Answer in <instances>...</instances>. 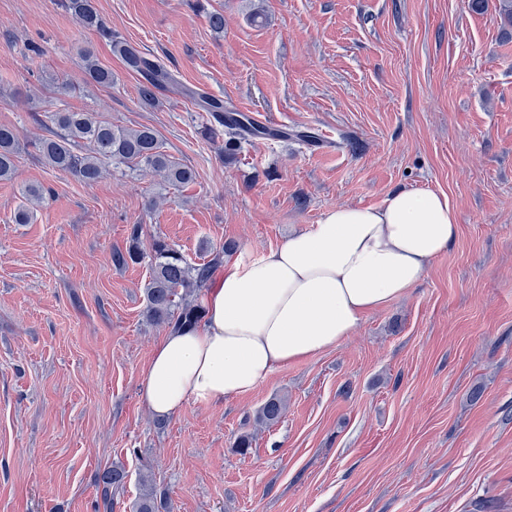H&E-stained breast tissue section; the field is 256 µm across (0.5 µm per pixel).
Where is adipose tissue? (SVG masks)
Here are the masks:
<instances>
[{
  "instance_id": "adipose-tissue-1",
  "label": "adipose tissue",
  "mask_w": 512,
  "mask_h": 512,
  "mask_svg": "<svg viewBox=\"0 0 512 512\" xmlns=\"http://www.w3.org/2000/svg\"><path fill=\"white\" fill-rule=\"evenodd\" d=\"M459 234L447 194L400 190L339 206L250 262L222 267L197 326L171 332L142 376L160 419L191 400L254 393L281 366L336 347L362 319L404 297Z\"/></svg>"
}]
</instances>
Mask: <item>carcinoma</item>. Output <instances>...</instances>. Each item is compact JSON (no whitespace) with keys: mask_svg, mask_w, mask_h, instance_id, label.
Listing matches in <instances>:
<instances>
[{"mask_svg":"<svg viewBox=\"0 0 512 512\" xmlns=\"http://www.w3.org/2000/svg\"><path fill=\"white\" fill-rule=\"evenodd\" d=\"M66 10L79 26L97 33L110 43L113 53L120 58L125 69L141 76L139 99L152 105L162 89H178L171 73L147 58L134 44L112 38V30L101 17L95 0H64ZM83 82L91 87H108L115 80L112 69L104 67L94 52L85 49L80 53ZM194 105L207 112L209 121L200 128L206 140H215L220 129L226 128L231 139L221 147L222 156L231 159L237 151L238 141L252 137L270 136L264 127L244 123L237 118L224 116L223 104L205 96L195 97L187 92ZM52 125L51 136L34 143L44 162L54 170L67 173L86 184L100 179L110 165H124L132 171L150 172L164 185L184 186L195 182L196 171L168 154L154 130L147 126L137 129L117 127L97 117L92 111H47L42 125ZM21 148L19 131L0 125V180H10L16 170V160ZM45 195L41 186H28L22 192L24 203L14 213L18 224H28L34 210ZM143 225L130 228L128 246L112 253L117 266L136 264L144 258L142 248ZM234 250L233 245L210 250V259L202 263L189 261L164 239L157 237L150 243V276L144 286L146 296L145 317L155 326L172 331L197 325L202 318L198 296L209 287L215 268L224 254ZM285 411L279 397L268 399L257 411L256 421L265 426L276 424ZM125 469L114 465L98 475L102 486L105 508L112 510V490L123 486ZM166 501L157 499L154 487H145L135 503V512H163Z\"/></svg>","mask_w":512,"mask_h":512,"instance_id":"cac0c4a2","label":"carcinoma"}]
</instances>
